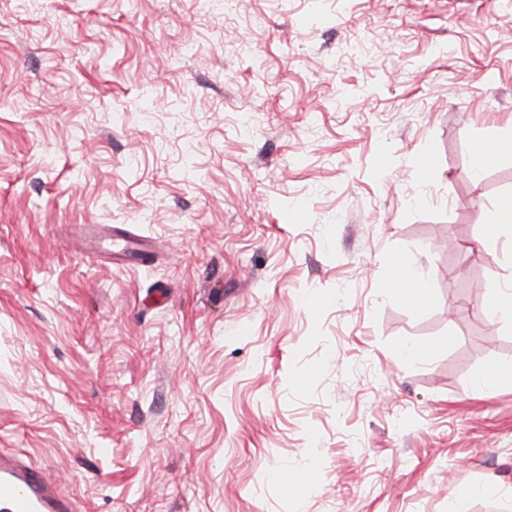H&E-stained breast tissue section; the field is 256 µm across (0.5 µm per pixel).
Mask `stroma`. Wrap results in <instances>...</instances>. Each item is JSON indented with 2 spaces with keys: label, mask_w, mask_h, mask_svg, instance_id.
<instances>
[{
  "label": "stroma",
  "mask_w": 512,
  "mask_h": 512,
  "mask_svg": "<svg viewBox=\"0 0 512 512\" xmlns=\"http://www.w3.org/2000/svg\"><path fill=\"white\" fill-rule=\"evenodd\" d=\"M509 135L512 0H0V454L78 512H503ZM475 145L472 150L471 166L479 171L488 169L495 164V154L499 158L504 155H512V136L500 137L490 142H481ZM488 149H486L485 147ZM410 273H411L412 279L410 278L409 274L406 271H404V270L400 271V273H399V276H400L399 288L397 287L396 277L395 276L393 277L392 291L396 294L397 298L402 300L403 302H406L400 288H403V289L415 288V286H416L418 288H415V289L422 290L423 292L429 293L430 301H432L434 292H433V288L431 287L430 283L425 279L419 278L411 269H410ZM413 282H414L415 286H414ZM486 317L494 323L512 324V293L511 286L497 294L489 302Z\"/></svg>",
  "instance_id": "stroma-1"
}]
</instances>
